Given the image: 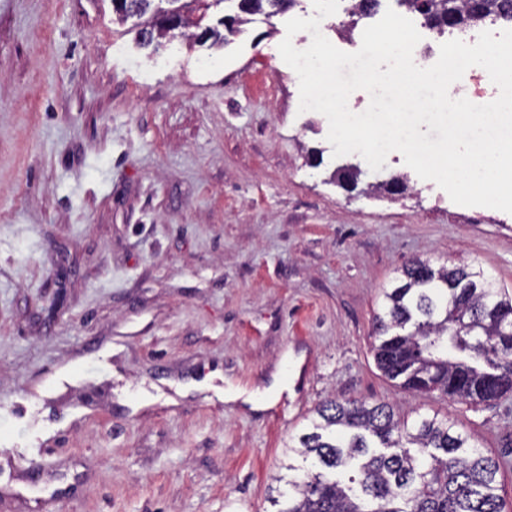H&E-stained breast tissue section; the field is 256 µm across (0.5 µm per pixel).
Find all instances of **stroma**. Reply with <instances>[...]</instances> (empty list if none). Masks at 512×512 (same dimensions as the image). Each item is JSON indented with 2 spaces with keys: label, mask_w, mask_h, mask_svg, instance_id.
<instances>
[{
  "label": "stroma",
  "mask_w": 512,
  "mask_h": 512,
  "mask_svg": "<svg viewBox=\"0 0 512 512\" xmlns=\"http://www.w3.org/2000/svg\"><path fill=\"white\" fill-rule=\"evenodd\" d=\"M350 8L320 31L352 53L370 21ZM314 14L143 47L112 0H0V512H275L286 445L335 395L451 416L512 493V396L410 391L372 351L412 258L512 294V214L453 203L397 152L334 157L278 50L306 49L285 24Z\"/></svg>",
  "instance_id": "obj_1"
}]
</instances>
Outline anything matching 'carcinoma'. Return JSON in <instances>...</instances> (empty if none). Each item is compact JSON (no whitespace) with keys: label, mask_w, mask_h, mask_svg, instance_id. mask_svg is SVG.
<instances>
[{"label":"carcinoma","mask_w":512,"mask_h":512,"mask_svg":"<svg viewBox=\"0 0 512 512\" xmlns=\"http://www.w3.org/2000/svg\"><path fill=\"white\" fill-rule=\"evenodd\" d=\"M125 19L174 16L178 0H113ZM245 14L282 0H236ZM382 0H356L351 14L376 13ZM440 33L512 20V0H396ZM512 297L473 264L402 265L397 284L383 291L374 315L378 368L411 391L438 392L460 402L512 394ZM450 417L401 419L386 404L339 397L315 410L298 445L288 447L309 467L280 492L277 512H512L498 475L500 461L472 445Z\"/></svg>","instance_id":"carcinoma-1"}]
</instances>
